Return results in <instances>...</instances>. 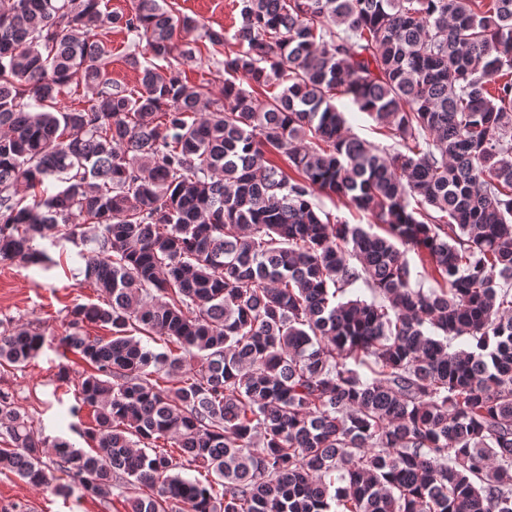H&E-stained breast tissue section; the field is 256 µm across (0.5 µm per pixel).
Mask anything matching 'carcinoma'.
I'll list each match as a JSON object with an SVG mask.
<instances>
[{
    "label": "carcinoma",
    "mask_w": 512,
    "mask_h": 512,
    "mask_svg": "<svg viewBox=\"0 0 512 512\" xmlns=\"http://www.w3.org/2000/svg\"><path fill=\"white\" fill-rule=\"evenodd\" d=\"M199 31L226 41L166 0H0V262L55 233L104 295L61 338L94 425L57 468L101 499L139 485L129 512H512V0H242L217 92L181 76ZM43 343L0 322V366ZM0 438V472L52 484L4 389ZM108 48L111 50L112 63L109 66V73L115 82L134 87L138 84V72L132 69L126 61L128 54L127 39L124 30L112 28L102 32L100 35ZM336 104L346 112L348 124L352 133L373 143L374 145L385 146L392 144V141L379 134L378 125L366 114L360 113L347 96H336ZM319 200L326 211L346 220L350 224H363L367 227L370 224V217L364 213L348 209L336 196L320 195Z\"/></svg>",
    "instance_id": "1"
}]
</instances>
